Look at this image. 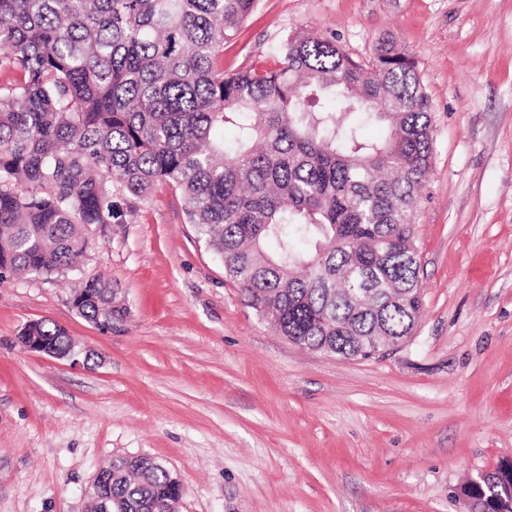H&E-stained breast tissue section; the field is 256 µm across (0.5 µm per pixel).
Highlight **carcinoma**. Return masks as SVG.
Returning a JSON list of instances; mask_svg holds the SVG:
<instances>
[{"label":"carcinoma","instance_id":"carcinoma-1","mask_svg":"<svg viewBox=\"0 0 512 512\" xmlns=\"http://www.w3.org/2000/svg\"><path fill=\"white\" fill-rule=\"evenodd\" d=\"M257 0H0V278L78 268V224L119 197L179 191L246 305L273 330L345 359L412 335L422 309L415 212L433 122L415 62L391 38L366 67L300 32L275 65L224 72ZM384 125L378 141L362 126ZM232 138H226V131ZM85 316H123L112 283H83ZM93 494L122 512H175L160 461L115 458ZM500 512L512 461L483 488Z\"/></svg>","mask_w":512,"mask_h":512}]
</instances>
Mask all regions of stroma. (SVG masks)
Segmentation results:
<instances>
[{
    "mask_svg": "<svg viewBox=\"0 0 512 512\" xmlns=\"http://www.w3.org/2000/svg\"><path fill=\"white\" fill-rule=\"evenodd\" d=\"M299 30L365 65L393 35L429 96L412 336L355 360L288 341L158 185L84 227L78 270L0 281V512H87L127 454L177 475L178 512H468L467 478L512 460V0H259L225 70ZM95 276L127 309L108 329L71 306ZM37 319L88 364L24 351Z\"/></svg>",
    "mask_w": 512,
    "mask_h": 512,
    "instance_id": "1",
    "label": "stroma"
}]
</instances>
